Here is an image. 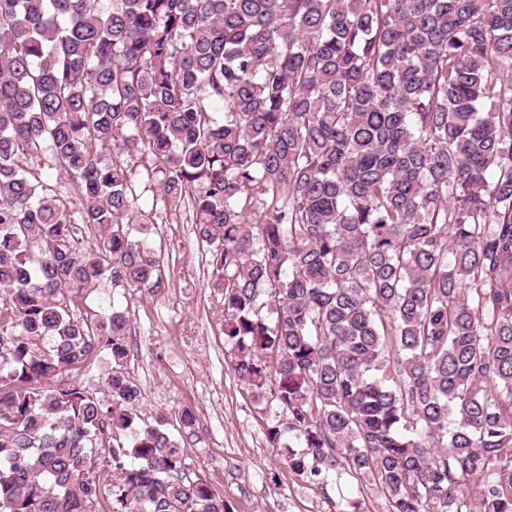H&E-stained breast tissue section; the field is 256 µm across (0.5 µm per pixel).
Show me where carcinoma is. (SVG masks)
Masks as SVG:
<instances>
[{
	"mask_svg": "<svg viewBox=\"0 0 512 512\" xmlns=\"http://www.w3.org/2000/svg\"><path fill=\"white\" fill-rule=\"evenodd\" d=\"M136 157L293 473L512 512V0H0V512H230L189 413L133 428L125 316L71 312L165 287ZM102 353L107 398L59 381ZM29 167L45 181L62 197H69L77 199L78 190L75 184L69 181L65 176L58 175V172L53 166V161L48 157H43L41 160L30 161Z\"/></svg>",
	"mask_w": 512,
	"mask_h": 512,
	"instance_id": "1",
	"label": "carcinoma"
}]
</instances>
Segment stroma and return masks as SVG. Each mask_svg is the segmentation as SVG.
Segmentation results:
<instances>
[{"label": "stroma", "mask_w": 512, "mask_h": 512, "mask_svg": "<svg viewBox=\"0 0 512 512\" xmlns=\"http://www.w3.org/2000/svg\"><path fill=\"white\" fill-rule=\"evenodd\" d=\"M133 180L139 207L157 213L148 243L161 252L166 286L144 296L106 281L72 312L84 319L114 310L126 315L124 372L141 390L138 416L191 411L201 435L184 450L189 471L223 491L234 512H349L353 502L361 512H387L375 486L342 475L320 489L269 448L266 428L280 414L252 397L234 371L224 343L223 300L207 279L191 216L167 214L144 168Z\"/></svg>", "instance_id": "35a3bbf8"}]
</instances>
